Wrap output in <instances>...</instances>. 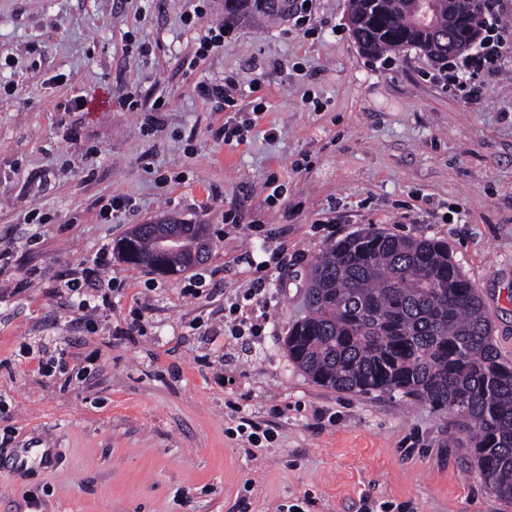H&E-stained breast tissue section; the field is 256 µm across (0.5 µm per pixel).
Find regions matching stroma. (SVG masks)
<instances>
[{"mask_svg": "<svg viewBox=\"0 0 512 512\" xmlns=\"http://www.w3.org/2000/svg\"><path fill=\"white\" fill-rule=\"evenodd\" d=\"M196 3L0 0V512H512L456 413L319 386L283 344L320 251L376 227L443 241L512 361V54L472 106L417 49L365 57L349 0H312L302 27L275 0L189 71ZM227 76L264 106L237 147L193 92ZM133 84L165 111L123 108ZM113 194L130 206L107 223ZM170 221L210 225L204 265L166 276L114 253L134 225ZM282 242L285 266L242 300L249 260ZM101 250L104 281L60 290ZM236 301L261 335L211 343ZM246 419L270 423L262 447L232 435ZM21 448L54 458L7 472Z\"/></svg>", "mask_w": 512, "mask_h": 512, "instance_id": "35a3bbf8", "label": "stroma"}]
</instances>
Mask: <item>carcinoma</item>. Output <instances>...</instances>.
Masks as SVG:
<instances>
[{
	"label": "carcinoma",
	"mask_w": 512,
	"mask_h": 512,
	"mask_svg": "<svg viewBox=\"0 0 512 512\" xmlns=\"http://www.w3.org/2000/svg\"><path fill=\"white\" fill-rule=\"evenodd\" d=\"M484 0H441L428 22L410 0H350L349 24L371 57L413 47L448 67L481 35ZM165 225H137L118 244L130 263L179 275L200 265L204 224L162 254ZM308 314L284 340L310 379L342 393L419 397L463 417L489 491L512 502V364L493 342L480 292L445 244L369 227L328 245L309 272Z\"/></svg>",
	"instance_id": "cac0c4a2"
}]
</instances>
